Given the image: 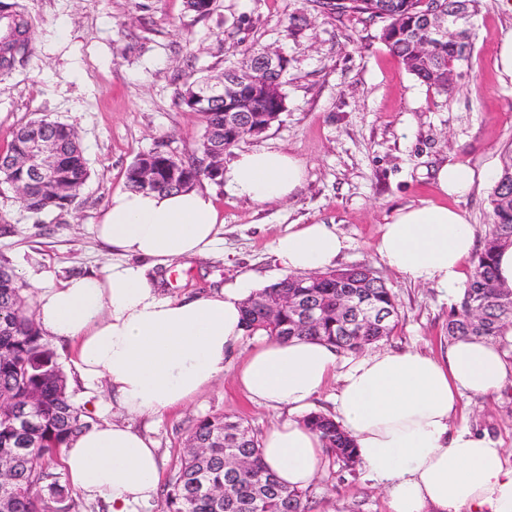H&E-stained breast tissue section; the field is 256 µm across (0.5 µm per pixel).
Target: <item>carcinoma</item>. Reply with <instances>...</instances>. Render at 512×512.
<instances>
[{"label": "carcinoma", "instance_id": "1", "mask_svg": "<svg viewBox=\"0 0 512 512\" xmlns=\"http://www.w3.org/2000/svg\"><path fill=\"white\" fill-rule=\"evenodd\" d=\"M321 13L366 17L381 23L379 39L418 80L441 95L452 93L457 81L470 72L474 38L438 39L427 16L448 14L458 0H310ZM0 17L8 20L1 42L13 51L0 57V76L10 74L31 49L28 21L21 0H0ZM246 74L238 101L249 111H234V101L203 100L199 97L213 79L203 74L184 85L179 103L201 120L203 132L197 153L179 157L161 149L137 156L126 173L127 187L140 191H171L194 187L203 180L222 182L224 166L202 165V159L224 153L238 143L265 133L286 111L284 91L288 58L281 57L275 71L257 68L263 49L248 47ZM41 128L60 141L56 189L29 185L20 196L25 211L40 215L64 212L78 198L89 177L88 161L75 131L47 117L30 121L13 135L7 153H22L28 133ZM150 170L144 181L141 172ZM491 207L482 246L473 259L474 274L466 281L459 299L448 314V338L470 337L491 341L512 355V288L497 278V252L512 246V152L489 193ZM0 268L9 277L0 280V324L10 335L0 336V492L20 486L10 498L0 499V512H70L68 490L61 483L60 448L69 438L91 426L90 416L76 405L67 377L52 346L44 340L23 284L5 262ZM291 297L312 299L318 318L296 322L288 305L268 317L270 303ZM359 306L384 313L385 321L352 324L353 308ZM398 317L395 295L367 266L336 268L316 278L311 273L289 274L245 302L247 335L261 332L269 337L312 338L326 341L343 352H355L390 335ZM20 404L32 419L21 432L9 407ZM304 422L317 431L331 463L352 471L357 466L355 446L331 416L311 412ZM245 459L235 466L234 456ZM307 491L289 490L262 461L259 440L241 418L208 416L199 420L180 454L177 469L165 487L161 512H308Z\"/></svg>", "mask_w": 512, "mask_h": 512}]
</instances>
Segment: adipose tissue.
Listing matches in <instances>:
<instances>
[{"instance_id": "adipose-tissue-1", "label": "adipose tissue", "mask_w": 512, "mask_h": 512, "mask_svg": "<svg viewBox=\"0 0 512 512\" xmlns=\"http://www.w3.org/2000/svg\"><path fill=\"white\" fill-rule=\"evenodd\" d=\"M303 164L281 151L237 152L227 187L255 203L292 196ZM493 170L443 164L437 185L462 199ZM210 192H114L95 230L117 261L99 272L53 281L30 276L33 311L45 339L73 343L72 368L89 390L104 387L94 410L161 415L198 397L218 379L245 336L242 303L250 276L199 295L173 296L158 273L202 257L218 241ZM477 231L461 210L425 202L399 209L373 247L405 279L455 297L468 280ZM326 224H300L273 248L283 274L326 270L346 249ZM512 378L499 345L457 339L445 359L381 350L346 359L319 340H260L234 381L253 404L288 409L260 440L264 463L291 489L308 487L328 464L322 439L302 420L329 381H337L334 419L352 439L361 466L383 484L389 512H512V466L500 441L474 432L466 396L491 395ZM64 474L84 498L109 512H148L158 497L155 442L131 425L102 419L62 449Z\"/></svg>"}]
</instances>
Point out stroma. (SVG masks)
<instances>
[{
	"mask_svg": "<svg viewBox=\"0 0 512 512\" xmlns=\"http://www.w3.org/2000/svg\"><path fill=\"white\" fill-rule=\"evenodd\" d=\"M31 51L0 79V151L14 131L47 116L81 140L90 177L63 215L30 216L16 193L0 186V261L49 271L55 279L103 270L112 253L97 223L139 154L194 152L200 120L178 103L187 81L239 62L246 47L289 59L287 110L264 135L240 147L274 149L300 160L306 176L295 196L258 204L224 187L212 193L224 221L221 242L205 257L174 262L169 294H202L241 274L262 284L280 277L275 240L295 224H332L349 242L339 264H366L396 295L399 317L376 349L448 348L451 300L385 266L370 248L398 209L424 202L462 210L471 224L489 221V186L464 201L443 196L436 170L446 163L499 167L512 145V78L496 67L512 11L480 0L469 76L449 95L420 83L379 40V27L354 17L322 15L305 0H215L197 17L185 0H25ZM235 365L189 405L150 425L169 479L195 423L208 415L246 418L256 434L279 419L236 387ZM473 429L501 440L512 465V385L466 402ZM311 512H388L387 493L363 469H323L309 488Z\"/></svg>",
	"mask_w": 512,
	"mask_h": 512,
	"instance_id": "obj_1",
	"label": "stroma"
}]
</instances>
